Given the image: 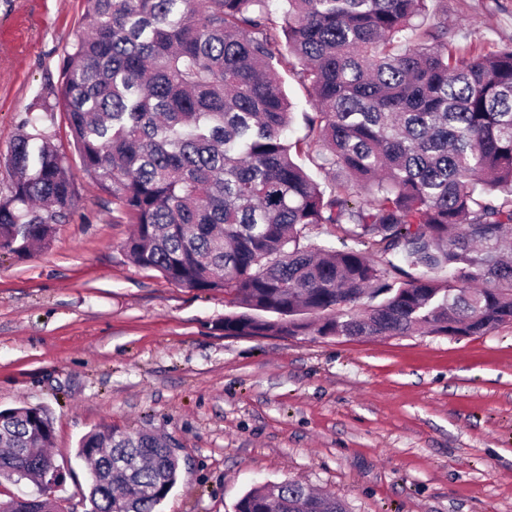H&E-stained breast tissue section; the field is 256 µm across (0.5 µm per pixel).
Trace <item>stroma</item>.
<instances>
[{"label":"stroma","instance_id":"35a3bbf8","mask_svg":"<svg viewBox=\"0 0 512 512\" xmlns=\"http://www.w3.org/2000/svg\"><path fill=\"white\" fill-rule=\"evenodd\" d=\"M448 40L512 45V0H427ZM87 28L84 0H0L2 155ZM66 157L68 223L49 248L0 253V409L47 407L63 512H88L80 439L167 437L180 479L159 512H236L295 479L349 512H512V324L482 336H228L220 290L128 261L133 227L86 175L63 108L36 115Z\"/></svg>","mask_w":512,"mask_h":512}]
</instances>
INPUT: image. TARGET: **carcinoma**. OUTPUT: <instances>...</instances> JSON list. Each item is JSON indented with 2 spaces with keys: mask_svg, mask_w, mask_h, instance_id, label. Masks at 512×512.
<instances>
[{
  "mask_svg": "<svg viewBox=\"0 0 512 512\" xmlns=\"http://www.w3.org/2000/svg\"><path fill=\"white\" fill-rule=\"evenodd\" d=\"M85 0L90 32L64 58L63 105L84 171L135 225L136 265L222 290L226 336H482L512 323V46L474 55L428 24L425 0ZM295 58L315 100L308 134L273 63ZM346 180L322 186L293 156ZM0 251L50 246L74 203L65 156L40 130L14 142ZM334 228L342 248L304 244ZM44 406L0 409V477L55 467ZM137 456L135 471L111 467ZM89 512H156L180 476L154 435H85ZM347 512L290 479L279 502Z\"/></svg>",
  "mask_w": 512,
  "mask_h": 512,
  "instance_id": "1",
  "label": "carcinoma"
}]
</instances>
